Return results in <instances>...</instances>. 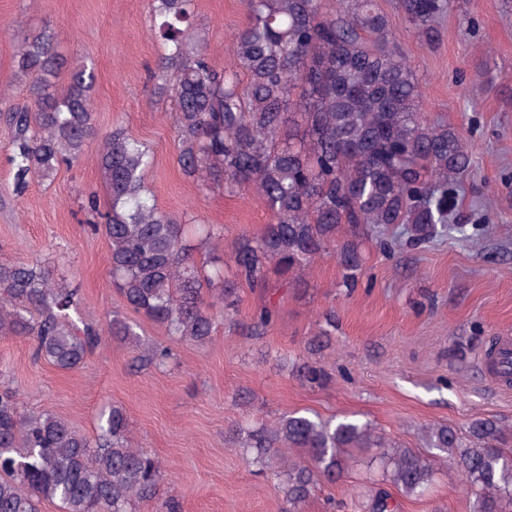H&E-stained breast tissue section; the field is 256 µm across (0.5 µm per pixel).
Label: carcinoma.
Segmentation results:
<instances>
[{
	"label": "carcinoma",
	"mask_w": 512,
	"mask_h": 512,
	"mask_svg": "<svg viewBox=\"0 0 512 512\" xmlns=\"http://www.w3.org/2000/svg\"><path fill=\"white\" fill-rule=\"evenodd\" d=\"M453 0H397L419 40L433 45ZM248 22L230 66L216 67L198 30L197 0H150L153 33L162 52L153 73L158 93L171 98L178 164L201 188L252 190L270 213L254 237L234 241L232 275L224 256L206 274L193 253L215 235L190 238L196 217L176 216L156 203L145 178L151 147L116 125L101 136L98 167L111 206L99 213L88 194V223L110 244L112 284L127 306L171 336L208 341L217 321L234 322L241 291L264 288L276 273L283 288L323 256L336 259L346 286L365 264L363 242L403 228L414 244L450 231L458 182L472 154L462 131L421 112L414 72L376 0H245ZM54 34H28L14 56L27 100L0 96L9 127L12 191L24 195L35 179L53 177L83 154L95 135L93 64L61 77ZM78 289L42 259L0 263V336H30L36 354L61 370L80 366L101 343L99 329L79 327ZM276 321L266 301L251 322L255 334ZM112 336L139 346L136 326L112 319ZM172 358L162 345L138 359L157 367ZM299 377L323 385L321 367L303 363ZM129 420L119 406L98 416L96 435L77 432L47 412L24 413L16 392H0V512H40L44 500L62 512H136L155 498L161 479L153 457L128 444ZM243 445L259 472L271 473L282 512H300L321 478L336 481L350 448H375L383 482L418 497L435 481V461L453 459L474 495L473 512H512V430L493 418L471 421L466 433L431 428L429 448H399L369 423L325 422L284 414L273 425L243 430ZM366 512H399L400 503L372 482L361 494Z\"/></svg>",
	"instance_id": "obj_1"
}]
</instances>
